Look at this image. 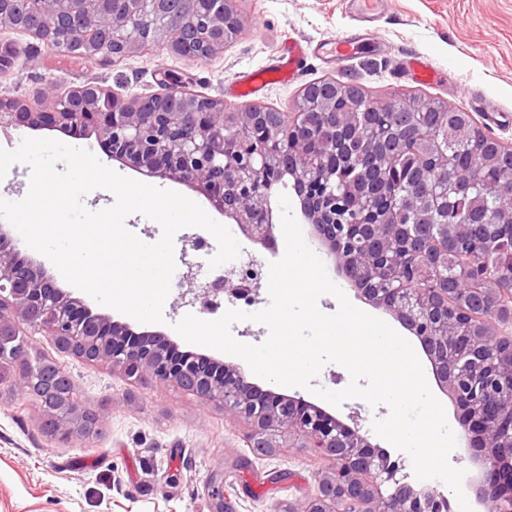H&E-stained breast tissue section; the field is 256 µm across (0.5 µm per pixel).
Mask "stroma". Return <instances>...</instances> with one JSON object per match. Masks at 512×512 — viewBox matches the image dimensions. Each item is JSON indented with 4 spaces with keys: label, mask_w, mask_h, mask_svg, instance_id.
Returning <instances> with one entry per match:
<instances>
[{
    "label": "stroma",
    "mask_w": 512,
    "mask_h": 512,
    "mask_svg": "<svg viewBox=\"0 0 512 512\" xmlns=\"http://www.w3.org/2000/svg\"><path fill=\"white\" fill-rule=\"evenodd\" d=\"M242 21L237 39L205 60L140 50L121 62L99 66L48 49L29 33L0 27V42L12 45L9 74L0 98L39 109L43 95L86 84L123 98L187 87L223 102L225 109L248 106L292 112L308 84L331 79L353 84L382 101L416 96L469 112L487 134L512 144V0H380L370 21L357 19L349 0H234ZM364 30L351 56L316 53L315 47L346 32ZM311 46L295 80L268 86L261 95L238 99L226 87L248 72L274 63L290 41ZM416 54L433 63L438 81L423 85L404 63ZM24 129V136L35 134ZM40 137L86 143L98 160L120 175L140 179L131 163L111 159L96 138L67 128L43 129ZM92 313L153 330L180 350L241 365L239 357L191 346L174 329L185 315L212 319L211 310L182 304L170 292L163 323L146 326L98 304L79 289ZM33 352L52 358L75 380L84 408L103 415L97 434L61 440L44 427L40 405L21 390L0 392V512H213L211 483L224 486V512H293L311 495L318 475L332 461L296 448L266 455L248 448L244 421L226 415L217 401L205 402L176 384L131 382L107 366H93L36 337ZM330 414L364 435L375 449L403 456L377 436L374 420L389 410L350 399Z\"/></svg>",
    "instance_id": "1"
}]
</instances>
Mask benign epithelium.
Wrapping results in <instances>:
<instances>
[{"mask_svg": "<svg viewBox=\"0 0 512 512\" xmlns=\"http://www.w3.org/2000/svg\"><path fill=\"white\" fill-rule=\"evenodd\" d=\"M0 0V25L26 30L43 40L53 27H93L98 40L70 55L108 65L134 53L143 42L159 40L162 30L180 25L195 12L197 0ZM208 26L190 38L163 46L168 54L196 58V44L207 42L216 52L240 27L233 0H208ZM106 98L103 111L98 100ZM47 112H29L17 101L0 98V130L22 122L38 130L61 125L96 134L114 160H129L149 177L164 176L196 186L224 217L237 224L252 241L267 248L275 242L271 196L274 184L258 177L280 170L293 178L311 237L326 249L338 273L373 306L393 315L420 341L440 389L451 395L464 412L463 427L470 440L485 449L473 459L478 468L474 484L486 512H512V260L493 265L474 259L468 272L483 287L465 298L466 306L448 305V289L438 287L448 278L449 248L463 225L486 224L485 209L455 215L450 223L430 224L436 199L410 190L396 205L412 212L415 223L395 224L384 211L373 224H354L343 214L346 201L371 200L383 190L378 157L395 153L381 139L371 147L361 144L349 155L358 179L336 185L322 169V161L302 164L294 148L270 154L256 145L239 150V134L265 124L267 111L246 107L224 112L218 102L184 90L165 87L145 99L122 101L97 86H83L65 95L43 97ZM336 114V106L312 99L293 113L291 127L314 128L315 136L330 146L336 127L315 123L314 113ZM423 235L426 248L420 263L402 259L385 263L391 239ZM179 287L181 298L194 305L212 303L213 290L195 286L194 264L185 263ZM393 277L396 288L374 283ZM47 334L65 351L90 364L106 363L138 382L171 381L203 401H221L224 411L249 424L252 448L271 451L278 439L324 456L333 462L330 473L318 477L314 493L294 512H441L447 498L432 487L415 489L398 477L403 465L376 452L358 432L301 396L264 390L239 367L223 364L191 351L181 352L161 335L136 332L130 325L92 314L82 301L64 292L42 264L23 258L0 225V342L13 339V352L0 358V388L26 386L33 374L31 337ZM74 382L61 367L44 379L43 400L53 404L55 427L68 436L89 437L101 425L94 412L92 429L82 428V417L68 399Z\"/></svg>", "mask_w": 512, "mask_h": 512, "instance_id": "1", "label": "benign epithelium"}]
</instances>
